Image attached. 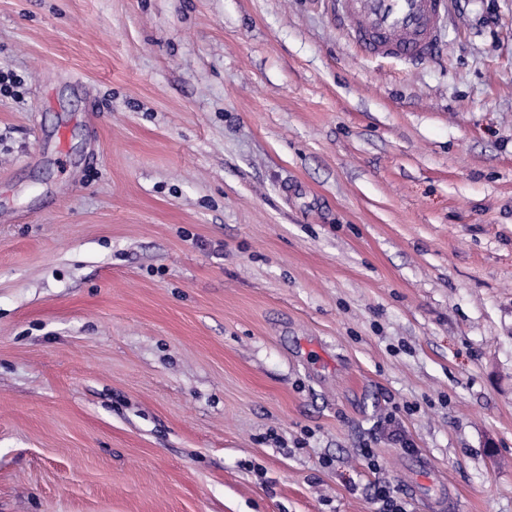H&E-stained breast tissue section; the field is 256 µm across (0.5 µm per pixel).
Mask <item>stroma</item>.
Segmentation results:
<instances>
[{
    "label": "stroma",
    "instance_id": "stroma-1",
    "mask_svg": "<svg viewBox=\"0 0 512 512\" xmlns=\"http://www.w3.org/2000/svg\"><path fill=\"white\" fill-rule=\"evenodd\" d=\"M0 73V512H512V0H0ZM336 9L365 54L423 62L434 51L446 0H336ZM374 492L370 499L378 505L377 512H409L406 501L402 500L397 492L385 481L379 478L373 482Z\"/></svg>",
    "mask_w": 512,
    "mask_h": 512
}]
</instances>
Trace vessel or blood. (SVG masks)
Returning <instances> with one entry per match:
<instances>
[{
	"mask_svg": "<svg viewBox=\"0 0 512 512\" xmlns=\"http://www.w3.org/2000/svg\"><path fill=\"white\" fill-rule=\"evenodd\" d=\"M336 9L365 54L422 62L434 51L446 0H336Z\"/></svg>",
	"mask_w": 512,
	"mask_h": 512,
	"instance_id": "obj_1",
	"label": "vessel or blood"
}]
</instances>
